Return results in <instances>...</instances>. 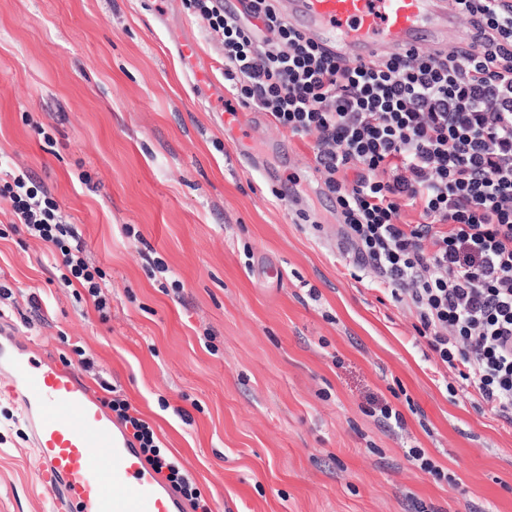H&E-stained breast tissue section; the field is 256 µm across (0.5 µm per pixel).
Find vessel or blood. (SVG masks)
Wrapping results in <instances>:
<instances>
[{
  "label": "vessel or blood",
  "mask_w": 512,
  "mask_h": 512,
  "mask_svg": "<svg viewBox=\"0 0 512 512\" xmlns=\"http://www.w3.org/2000/svg\"><path fill=\"white\" fill-rule=\"evenodd\" d=\"M289 23L358 64L393 51L442 49L456 19L442 0H291ZM0 396L23 407L31 465L55 512H186L185 504L68 365L0 346Z\"/></svg>",
  "instance_id": "b4317fda"
}]
</instances>
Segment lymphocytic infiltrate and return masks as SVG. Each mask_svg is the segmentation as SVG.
<instances>
[{"label":"lymphocytic infiltrate","mask_w":512,"mask_h":512,"mask_svg":"<svg viewBox=\"0 0 512 512\" xmlns=\"http://www.w3.org/2000/svg\"><path fill=\"white\" fill-rule=\"evenodd\" d=\"M470 18V48L394 52L353 64L294 30L279 0H187L221 33L224 79L240 103L295 136L315 135L323 190L346 242L378 283L413 309L416 331L497 416L512 423V0H451ZM0 197L49 244L65 284L97 311L104 274L47 188L7 172ZM419 223L402 222L404 210ZM145 458L191 504L211 512L179 460L162 454L126 399L106 402Z\"/></svg>","instance_id":"1"}]
</instances>
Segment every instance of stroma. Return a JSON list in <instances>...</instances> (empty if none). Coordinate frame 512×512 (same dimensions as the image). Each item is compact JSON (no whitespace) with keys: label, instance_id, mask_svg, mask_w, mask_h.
<instances>
[{"label":"stroma","instance_id":"1","mask_svg":"<svg viewBox=\"0 0 512 512\" xmlns=\"http://www.w3.org/2000/svg\"><path fill=\"white\" fill-rule=\"evenodd\" d=\"M314 143L235 105L221 39L184 0H0V169L51 191L109 298L104 316L77 299L0 198V331L65 364L79 343L83 380L152 424L212 512H512V425L449 394L410 309L357 265ZM288 181L297 197L277 198ZM381 402L404 428L371 416ZM18 411L0 398V512H51ZM405 456L412 465L421 471L428 472L435 476L438 480H448V473L445 474L443 469L437 465V463L426 454L423 448L417 446H410L405 450Z\"/></svg>","mask_w":512,"mask_h":512}]
</instances>
